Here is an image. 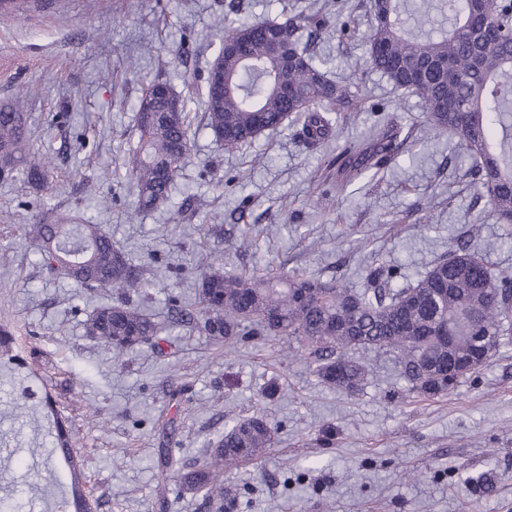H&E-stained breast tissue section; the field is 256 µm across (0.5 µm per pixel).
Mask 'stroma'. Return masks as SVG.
Returning <instances> with one entry per match:
<instances>
[{"label":"stroma","mask_w":512,"mask_h":512,"mask_svg":"<svg viewBox=\"0 0 512 512\" xmlns=\"http://www.w3.org/2000/svg\"><path fill=\"white\" fill-rule=\"evenodd\" d=\"M229 2L36 0L0 26V105L35 87L30 142L55 166L45 187L19 170L0 178V507L63 512L70 467L50 438L59 416L77 440L92 512H212L178 475L227 424L260 413L278 434L258 461L225 469L227 489H252L232 512H512V342L452 396L424 401L394 353L360 352L371 373L348 395L281 337L232 345L178 326L116 362L85 334L98 297L43 270L31 250L25 225L63 215L101 225L134 265L179 268L149 290L146 305L163 318L171 299L193 301L204 259L360 288L369 261L411 284L464 240L492 270L512 269V224L490 216L457 139L430 135L420 100L368 67L367 0H305L309 12L349 15L355 32L318 44L363 104L337 117L329 144L309 146L294 124L232 153L199 130L170 204L137 212L123 174L141 79L189 95L199 122ZM387 122L405 139L396 162L318 206L333 189L326 165L337 146ZM200 224L221 231L204 237Z\"/></svg>","instance_id":"obj_1"}]
</instances>
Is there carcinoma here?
Here are the masks:
<instances>
[{
  "instance_id": "1",
  "label": "carcinoma",
  "mask_w": 512,
  "mask_h": 512,
  "mask_svg": "<svg viewBox=\"0 0 512 512\" xmlns=\"http://www.w3.org/2000/svg\"><path fill=\"white\" fill-rule=\"evenodd\" d=\"M23 0H0V23L22 17ZM367 63L405 94L418 97L428 129L458 138L472 159L473 184L487 198L493 216L512 224V0H370ZM331 30L326 15L299 12L277 21L242 17L224 23L217 58L233 89L217 97L206 90L202 128L230 151L294 119L307 144L332 136L331 112L352 102L348 89L328 76L329 60L304 38ZM245 40L247 56L226 47ZM158 80L143 84L135 115L136 142L129 149L128 176L138 210L168 205L178 165L189 154L196 130L187 98L169 90L155 93ZM286 87L292 96L284 98ZM404 141L394 127L376 135L369 151L346 146L336 170L342 192L353 172L383 169ZM45 180L54 164L30 149L26 116L15 105L0 107V171L16 161ZM25 233L51 271L110 300L94 310L86 333L115 360L151 344L163 327L128 294L145 290L151 279L130 262L126 251L97 224H27ZM397 270L373 264L367 286L354 290L335 281L281 270L233 273L222 262L204 264L196 297L179 313L216 341L249 343L258 336L296 338L316 364L321 381L355 393L367 376L352 357L359 349L396 353L410 391L443 398L467 376L479 372L512 337L503 320L512 308V270L493 272L460 242L434 262L414 284L390 288ZM468 370L452 382L441 363L448 345ZM278 426L262 415L240 418L224 432L209 458L182 473L189 493L206 491L216 512H224V468L256 460L274 444ZM53 450L75 447L55 421Z\"/></svg>"
}]
</instances>
